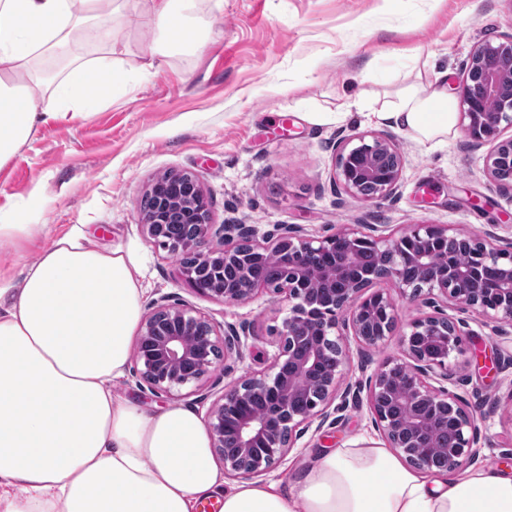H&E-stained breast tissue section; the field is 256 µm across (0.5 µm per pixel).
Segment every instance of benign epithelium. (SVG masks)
<instances>
[{
	"label": "benign epithelium",
	"mask_w": 512,
	"mask_h": 512,
	"mask_svg": "<svg viewBox=\"0 0 512 512\" xmlns=\"http://www.w3.org/2000/svg\"><path fill=\"white\" fill-rule=\"evenodd\" d=\"M512 55V33L497 41L477 44L463 64L460 122L478 146L491 144L485 156L490 177L512 186V173L503 165L512 158V139H499L512 128V94L501 91L504 74L497 62ZM494 97L493 112L483 100ZM403 170V155L389 137L362 133L341 140L337 146L335 174L352 197L372 201L394 194ZM152 200L143 213L142 228L171 256L189 253L191 265L180 266L184 281L197 293L231 304L260 291L284 298L288 315L276 329L279 348L268 371L235 381L213 401L207 428L212 448L224 460V471L246 477L270 471L294 447L297 429L314 421L324 424L328 408L340 397L358 396L360 389L341 386L350 362L346 331L356 341L375 347L397 334L402 357L384 362L371 377L367 404L387 447L402 454L411 466L433 474L450 472L478 460L474 448L477 425L464 396L441 383L452 380L448 360L464 353L471 336L468 322L440 312L402 322L395 299L377 285L391 281L400 296L427 304L451 302L497 323L512 325V242L497 244L489 231L482 235L461 232L450 225L417 224L397 237L371 236L343 228L321 238H309L289 227L275 239L258 238L254 227L210 223L208 200L194 175L170 173L155 179L147 191ZM178 224L185 235L177 240L166 228ZM218 237L221 245L211 240ZM474 243L477 250L469 265L451 255L437 257L433 246ZM367 245L390 258L381 274L356 275L359 247ZM277 263L283 277L276 283L250 275V257ZM238 268L236 282L224 281V267ZM416 264L427 270L417 282L404 270ZM246 325L220 331L204 313L163 296L141 322L134 345L136 376L154 392L199 384L233 355L241 356ZM336 362L323 369L328 349ZM267 409H253L255 398ZM448 410L454 416L455 445L441 450L431 435L434 418L419 407ZM233 437L235 448H224ZM444 452V464L435 469L431 459Z\"/></svg>",
	"instance_id": "7a95c632"
}]
</instances>
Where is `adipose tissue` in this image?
Wrapping results in <instances>:
<instances>
[{"mask_svg":"<svg viewBox=\"0 0 512 512\" xmlns=\"http://www.w3.org/2000/svg\"><path fill=\"white\" fill-rule=\"evenodd\" d=\"M152 52H192L195 0H147ZM132 0H0V166L37 126L95 111L103 86L147 78L113 57L112 21ZM93 51L73 54L77 40ZM378 120L419 143L448 138L447 94L403 88ZM73 231L0 285V512H192L223 493L222 512H512V476L467 469L435 477L379 443L313 458L291 493L272 482L225 488L209 432L191 409L148 412L114 399L142 314L140 272L121 249L86 247ZM23 488V496L12 488Z\"/></svg>","mask_w":512,"mask_h":512,"instance_id":"obj_1","label":"adipose tissue"}]
</instances>
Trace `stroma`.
<instances>
[{"label":"stroma","instance_id":"stroma-1","mask_svg":"<svg viewBox=\"0 0 512 512\" xmlns=\"http://www.w3.org/2000/svg\"><path fill=\"white\" fill-rule=\"evenodd\" d=\"M203 49L150 56L148 13L114 22L119 66L146 65L147 80L109 97L90 115L38 126L0 167V211L33 227L29 239H0V280L19 284L41 249L79 228L86 246L122 249L143 277L142 311L169 296L225 328L249 324L241 356L177 396L140 388L125 370L112 393L143 407L176 404L206 417L212 400L237 379L266 370L288 302L262 292L226 304L193 291L175 257L143 233L140 202L170 172L192 173L214 224H246L277 234L286 225L312 237L356 228L396 236L416 224H452L512 241V188L490 181L486 148L464 126L443 145L422 144L377 118L400 87L458 97L462 63L488 38L512 33V0H197ZM372 73H364L366 62ZM343 120H335V113ZM365 132L399 145L404 168L390 197L362 202L334 180L336 145ZM472 332L448 370L477 413L479 468L512 474V338L490 320L448 306ZM401 354L398 336L376 347L350 345L346 381L363 382ZM331 421L305 427L267 477L291 489L314 455L380 441L366 401L329 408Z\"/></svg>","mask_w":512,"mask_h":512}]
</instances>
